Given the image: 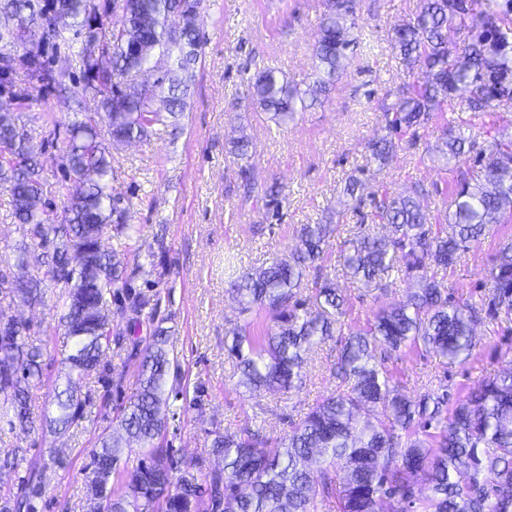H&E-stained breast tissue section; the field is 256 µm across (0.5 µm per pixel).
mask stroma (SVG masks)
Returning a JSON list of instances; mask_svg holds the SVG:
<instances>
[{
    "label": "stroma",
    "instance_id": "obj_1",
    "mask_svg": "<svg viewBox=\"0 0 512 512\" xmlns=\"http://www.w3.org/2000/svg\"><path fill=\"white\" fill-rule=\"evenodd\" d=\"M418 0H357V31L362 42L346 62V70L321 105L298 113L278 127L246 98L247 81L267 66L282 69L301 84L314 70L313 46L318 37L321 0H203L198 16L201 47L195 79L184 112L155 125L143 138L112 147V195L125 208V231L106 234V249L124 253L127 281L150 298L136 334L151 336L157 325L170 328V354L189 385H203V412L182 425L173 442L180 460L214 458L205 431L211 421L235 430L249 425L267 437L284 435L292 420L310 405L334 392L337 380L329 367L338 346L321 344L308 360L300 390H264L243 394L228 364L226 343L239 304L229 291L227 262L256 268L296 243V229L325 219L338 222L326 268H334L344 239L357 229L353 200L343 193L348 176L360 178L364 194L385 187L394 193L423 182L424 211L443 215L459 182L482 178L474 154L441 162V123L408 130L385 166L371 161L369 141L386 132L385 108L409 82L407 67L391 49L394 28L416 11ZM92 98L71 104L57 92L32 91L30 98L9 104L17 125L32 134L41 150L42 178L50 185L54 209H61L75 185L62 181L60 162L71 125L94 111ZM248 135L253 146L247 163L256 186L278 182L283 188L282 218L269 222L263 202H242L237 189L238 159L230 155L233 140ZM512 242V222L482 236L466 257L447 273L454 296L466 297L491 288L486 271L500 247ZM337 286L350 310L349 319L362 325L380 305L406 301L416 283L398 278L387 294L374 297L358 282L341 278ZM57 290H46L43 304L17 307L28 321L32 339L44 346L43 381L33 390L34 414L50 413L49 393L68 350L55 307ZM477 347L463 364L441 365L430 353H410L391 360L401 389L420 392L428 376L448 377L450 393L478 387L490 374L512 369V336L476 330ZM112 373L122 379V396L107 395L97 379L81 381L92 397V415L78 429L59 436L50 432L0 434V454L12 448L29 455L55 452L59 463L48 469L40 512H82L87 492L85 467L105 427L116 426L121 403L138 387V361L127 351L114 352Z\"/></svg>",
    "mask_w": 512,
    "mask_h": 512
}]
</instances>
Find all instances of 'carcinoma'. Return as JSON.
Returning <instances> with one entry per match:
<instances>
[{"label": "carcinoma", "instance_id": "cac0c4a2", "mask_svg": "<svg viewBox=\"0 0 512 512\" xmlns=\"http://www.w3.org/2000/svg\"><path fill=\"white\" fill-rule=\"evenodd\" d=\"M180 2L123 0L124 23L106 44L110 69L85 62L81 95L92 94L97 107L72 126L62 158L66 175L83 179L85 186L61 211L41 207L48 189L40 153L17 136L14 117L0 113V182L11 193V217L21 236L16 265L33 257L42 270L40 277L16 280L0 269V431L7 426L64 435L87 418L89 399L77 389L81 380L95 377L108 390L121 387L108 357L121 341L112 335V305L122 302L116 287H128L126 257L102 245L112 223H121L122 211L108 192L112 154L100 126L119 145L184 111L179 91L194 78L195 15H181L182 54L177 69L166 73V113L152 111L147 92L127 80L155 56L171 55L169 20ZM323 6L314 78L301 87L282 70L267 67L248 81L246 98L278 127L323 104L343 75L348 53L359 46L352 33L356 0H324ZM0 12L20 23H42V45L22 65L23 81L32 89L57 85L66 94L46 52L66 38L50 17L67 14L73 39L81 43L91 23L87 0H0ZM450 32L459 39H450ZM390 45L421 70L424 81L403 85L385 109L393 114L387 133L368 145L379 163L394 155L403 129L428 121L448 99L462 103L457 122L470 131L484 129L489 112H512V0H421L415 18L394 30ZM444 146L448 160L476 146L479 159L486 160L484 181L458 186L444 218L430 222L419 203L426 189L418 182L403 193L372 196V210L364 214L356 196L361 182L351 177L345 191L358 201L354 210L382 232L361 231L344 241L335 277L320 275L334 225L302 224L291 251L229 283L241 312L263 311L272 322L263 334L251 320L232 328L226 352L239 385L249 392L298 390L308 353L335 339L340 348L331 372L344 390L316 401L275 441L248 426H215L206 435L223 467L205 471L198 461L177 459L170 444L190 413L202 409L205 390L182 384L170 356V330L159 325L141 350L138 393L121 411L119 433L98 435L85 468V512H322L331 504L336 512H379L384 502L388 512H512V371L490 375L454 398L447 378L435 375L412 397L395 384L387 366L404 349L418 347L463 363L477 346L476 328L487 323L512 335V242L493 259L487 270L493 288L479 300L453 298L444 281L472 243L512 218V136L488 131L480 144L452 136ZM281 196L275 182L264 188L268 218H280ZM309 269L311 283L305 281ZM410 274L417 288L405 303L382 308L364 328L348 324L336 278L350 276L368 291L384 293ZM45 282L62 289L58 302L70 352L62 361L65 387L53 388L54 414L38 419L31 412L30 388L42 382L43 346L29 339V325L12 310L43 303ZM172 399L182 404L173 409ZM133 454L137 464L129 471ZM52 460L28 459L20 448L6 452L0 468L15 470L24 462L27 468L18 492L0 495V512H38Z\"/></svg>", "mask_w": 512, "mask_h": 512}]
</instances>
